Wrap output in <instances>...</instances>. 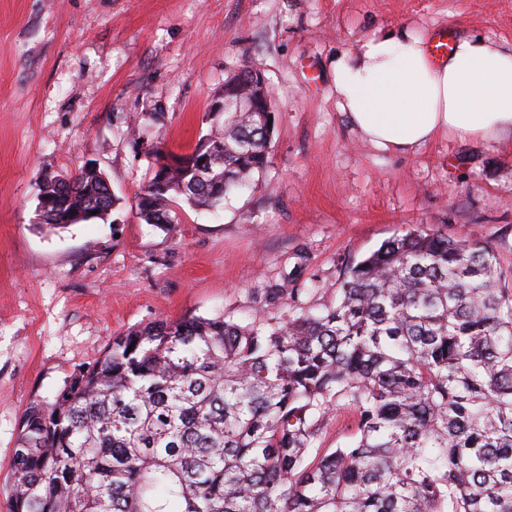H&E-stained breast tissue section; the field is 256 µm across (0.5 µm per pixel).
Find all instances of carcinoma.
Segmentation results:
<instances>
[{"label":"carcinoma","instance_id":"obj_1","mask_svg":"<svg viewBox=\"0 0 512 512\" xmlns=\"http://www.w3.org/2000/svg\"><path fill=\"white\" fill-rule=\"evenodd\" d=\"M226 112L205 165L154 167L147 224L218 208L268 165ZM42 223L103 220L99 172L43 183ZM496 250L426 227L352 264L336 303L286 322L157 319L25 409L9 512H512V290ZM349 408L348 442L316 446Z\"/></svg>","mask_w":512,"mask_h":512}]
</instances>
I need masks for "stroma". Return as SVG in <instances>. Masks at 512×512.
Returning <instances> with one entry per match:
<instances>
[{
    "label": "stroma",
    "mask_w": 512,
    "mask_h": 512,
    "mask_svg": "<svg viewBox=\"0 0 512 512\" xmlns=\"http://www.w3.org/2000/svg\"><path fill=\"white\" fill-rule=\"evenodd\" d=\"M512 45V0H0V512L21 416L113 336L159 318L284 321L292 290L335 303L343 274L418 226L512 266V132L377 150L336 106L337 59L399 29ZM272 93L269 165L222 207L141 221L164 153L214 130L241 66ZM96 163L116 222L39 223L45 174Z\"/></svg>",
    "instance_id": "35a3bbf8"
}]
</instances>
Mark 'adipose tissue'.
I'll return each instance as SVG.
<instances>
[{
    "instance_id": "obj_1",
    "label": "adipose tissue",
    "mask_w": 512,
    "mask_h": 512,
    "mask_svg": "<svg viewBox=\"0 0 512 512\" xmlns=\"http://www.w3.org/2000/svg\"><path fill=\"white\" fill-rule=\"evenodd\" d=\"M406 29L361 41L336 62L337 106L374 148L417 153L439 134L498 140L512 131V47L460 39L442 62Z\"/></svg>"
}]
</instances>
